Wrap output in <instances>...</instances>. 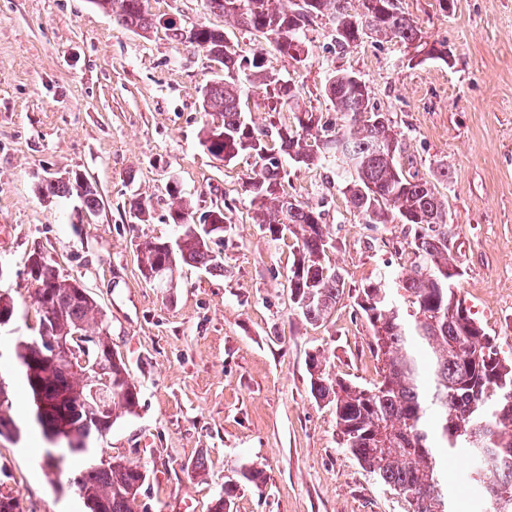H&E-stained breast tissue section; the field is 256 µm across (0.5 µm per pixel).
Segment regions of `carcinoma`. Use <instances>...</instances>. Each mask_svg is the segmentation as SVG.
<instances>
[{
	"instance_id": "obj_1",
	"label": "carcinoma",
	"mask_w": 512,
	"mask_h": 512,
	"mask_svg": "<svg viewBox=\"0 0 512 512\" xmlns=\"http://www.w3.org/2000/svg\"><path fill=\"white\" fill-rule=\"evenodd\" d=\"M116 11L122 25L146 35L155 18L146 0H94ZM350 0H205L206 8L235 19L239 29L262 33L270 47L289 57L306 45L307 18L326 17L335 30L336 48L344 51L365 38H391L412 46L431 59L446 60L445 45L423 41L422 29L397 6V0H363L364 13L351 14ZM229 36L206 24L196 25L195 45L206 54L224 53V75L206 89L203 110L222 117L224 139L203 142L224 153L230 162L242 156L254 160L252 175L243 185L256 211V223L271 238L291 235L297 254L288 274L290 296L299 315L317 323L336 307L344 279L325 263L330 237L322 213L288 204L281 191V156L307 154L311 142L323 144L317 158L339 163L345 177L342 193L368 224H388L398 218L418 228L411 248L415 261L407 272L382 277L359 288L357 305L371 330V347L381 363V381L371 387L352 383L326 371L320 352L308 356L310 390L315 400L335 409L341 447L355 457L384 486L403 497L412 512H449L448 482L441 466L462 455L469 462L467 480L480 493L479 512H502L504 497L512 499V362L499 357L485 329L449 283L448 251L452 236L445 202L435 184L405 174L393 163L395 126L371 103L366 82L352 72H337L323 93L339 114L330 126L301 123L313 111L300 108L295 86L264 70L263 52L247 58L236 50L223 52ZM263 91L268 110L279 111L288 99L295 125L272 131L260 129L242 110L241 80ZM371 118H365L366 114ZM47 197L78 195L90 211L97 207L96 191L76 174L41 185ZM167 193L180 200L169 219L182 229L181 243L171 253L165 241L144 239L138 244L141 273L147 280L159 269L176 263L224 270L221 252L205 239L202 228L192 229L190 204L177 186ZM129 215L138 224L151 218L150 204L141 197L129 201ZM34 281L30 295L39 317L47 320V337L64 339L83 349L112 379V396L95 416L83 407L85 387L61 361L43 357L39 336H21L14 358L36 399L34 421L47 434L52 427L68 432L76 442L69 457L79 462L70 480L88 512H135L142 488L140 466L123 460L103 465L90 440L110 431L119 413L131 414L139 392L126 391L129 373L112 352L103 331L104 320L91 296L76 292V281L61 275L44 257L27 269ZM9 388L0 381V436H19ZM238 484L224 487L211 512H230Z\"/></svg>"
}]
</instances>
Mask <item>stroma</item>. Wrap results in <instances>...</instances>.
<instances>
[{
  "label": "stroma",
  "instance_id": "35a3bbf8",
  "mask_svg": "<svg viewBox=\"0 0 512 512\" xmlns=\"http://www.w3.org/2000/svg\"><path fill=\"white\" fill-rule=\"evenodd\" d=\"M398 5L428 42L445 43L449 62L390 40L338 51L323 18L298 63L203 0L147 2L182 25L224 29L243 55L262 52L266 70L295 83L301 106L326 118L335 116L322 92L328 76L361 77L399 133L400 165L435 180L445 202L456 293L512 361V0ZM215 79L196 45L162 28L139 35L93 0H0V293L17 308L0 329V377L22 428L20 438L0 436V489L19 494L26 512H86L67 473L47 471V443L10 355L17 337L37 333L26 271L38 251L96 299L140 392L135 413L94 443L146 472L138 512H211L232 478L240 487L231 512H410L341 447L332 406L310 392L307 363L319 351L331 373L378 380L357 289L410 267L415 230L366 223L335 165L285 161V193L322 211L328 261L345 279L323 321L302 320L288 288L296 241L255 224L242 189L252 162L221 161L201 144L203 125L221 121L202 110ZM72 172L95 188V211L40 193L47 176ZM172 183L196 213L223 207L224 269L184 266L173 287L158 288L140 272L137 245L179 234L168 221ZM135 194L150 199V223L131 224ZM198 458L205 470L196 475ZM247 468L261 472L260 485L242 481Z\"/></svg>",
  "mask_w": 512,
  "mask_h": 512
}]
</instances>
